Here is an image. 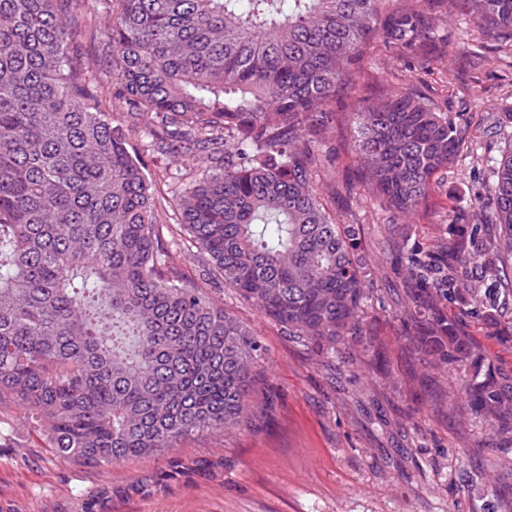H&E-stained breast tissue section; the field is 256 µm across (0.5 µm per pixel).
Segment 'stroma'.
Instances as JSON below:
<instances>
[{"label": "stroma", "mask_w": 512, "mask_h": 512, "mask_svg": "<svg viewBox=\"0 0 512 512\" xmlns=\"http://www.w3.org/2000/svg\"><path fill=\"white\" fill-rule=\"evenodd\" d=\"M445 61L376 59L366 70L371 98L407 86L447 112L467 147L443 170L428 211L402 216L383 199L358 198L354 109L337 97L336 120L322 145V178L331 208L359 224L373 270L371 344L327 354L292 341L280 326L227 286L201 259L175 258L181 279L221 300L252 328L264 355L257 415L231 431L187 436L158 457L89 468L38 445L19 411L0 412V512H512V451L457 403L454 378L415 359L398 334L402 284L385 237L389 224L417 225L427 239L447 217H466L473 191L491 187L512 152V47L484 37L471 17L448 20ZM147 127L128 134L158 197H171L181 158L153 152ZM460 319L473 344L512 375V341L478 317ZM186 463L173 474L176 462ZM145 476L163 478L148 495Z\"/></svg>", "instance_id": "obj_1"}]
</instances>
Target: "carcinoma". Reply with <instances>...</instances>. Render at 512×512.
<instances>
[{
	"mask_svg": "<svg viewBox=\"0 0 512 512\" xmlns=\"http://www.w3.org/2000/svg\"><path fill=\"white\" fill-rule=\"evenodd\" d=\"M0 0V409L89 467L161 456L255 408L260 346L207 290L181 282L152 180L114 110L152 150L189 157L174 198L213 275L301 341L367 342L371 275L358 225L322 202L320 145L336 96L356 107L367 190L427 211L464 150L412 87L369 101L354 81L381 53L448 54L454 8L512 39V0ZM472 223L430 241L390 227L400 334L455 369L486 426L512 432V379L448 304L512 337V151Z\"/></svg>",
	"mask_w": 512,
	"mask_h": 512,
	"instance_id": "carcinoma-1",
	"label": "carcinoma"
}]
</instances>
